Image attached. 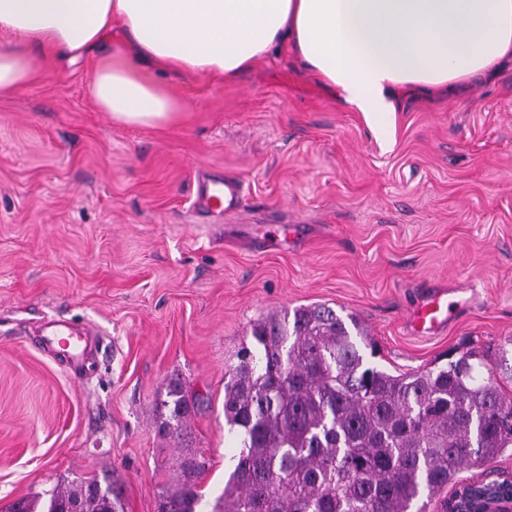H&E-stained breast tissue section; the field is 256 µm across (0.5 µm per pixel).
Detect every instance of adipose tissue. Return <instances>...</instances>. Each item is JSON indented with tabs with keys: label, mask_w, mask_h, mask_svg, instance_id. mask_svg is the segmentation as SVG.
Instances as JSON below:
<instances>
[{
	"label": "adipose tissue",
	"mask_w": 512,
	"mask_h": 512,
	"mask_svg": "<svg viewBox=\"0 0 512 512\" xmlns=\"http://www.w3.org/2000/svg\"><path fill=\"white\" fill-rule=\"evenodd\" d=\"M0 96L35 56L75 62L119 38L91 95L114 123L156 128L181 104L166 72L233 79L281 48L382 126L395 90L444 87L512 57V0H0Z\"/></svg>",
	"instance_id": "adipose-tissue-1"
}]
</instances>
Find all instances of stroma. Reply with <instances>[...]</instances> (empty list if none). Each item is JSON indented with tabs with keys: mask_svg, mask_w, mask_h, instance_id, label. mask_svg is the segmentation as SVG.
Instances as JSON below:
<instances>
[{
	"mask_svg": "<svg viewBox=\"0 0 512 512\" xmlns=\"http://www.w3.org/2000/svg\"><path fill=\"white\" fill-rule=\"evenodd\" d=\"M96 65L37 61L0 98V512L91 480L157 512L188 453L214 512L235 453L224 373L262 316L328 305L394 374L512 338L511 59L400 94L382 136L287 49L234 81L166 76L182 116L158 129L100 110ZM202 169L244 181L239 214L194 210ZM431 287L458 289L463 309L413 335ZM51 319L97 331L90 369L43 350ZM172 382L194 406L165 437Z\"/></svg>",
	"mask_w": 512,
	"mask_h": 512,
	"instance_id": "stroma-1",
	"label": "stroma"
}]
</instances>
